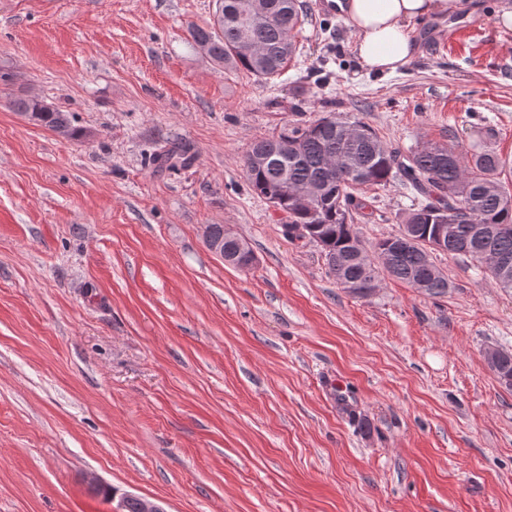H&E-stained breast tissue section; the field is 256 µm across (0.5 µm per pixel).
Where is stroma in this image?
<instances>
[{
    "label": "stroma",
    "instance_id": "1",
    "mask_svg": "<svg viewBox=\"0 0 512 512\" xmlns=\"http://www.w3.org/2000/svg\"><path fill=\"white\" fill-rule=\"evenodd\" d=\"M299 56L266 83L224 71L188 29L214 0H0V512H512V291L433 261L447 295L382 276L367 298L284 236L242 156L335 112L404 150L512 158V0H464L468 30L396 74L360 67L315 0ZM69 112V139L13 112ZM185 146L190 167L157 170ZM364 243L411 191L366 189ZM227 225L258 263L206 245ZM108 486L111 499L93 483ZM190 156H188L187 150L177 144L172 143L161 148L157 153L153 154L152 161L159 163L171 170H178L186 168L190 164Z\"/></svg>",
    "mask_w": 512,
    "mask_h": 512
}]
</instances>
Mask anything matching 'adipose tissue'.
Wrapping results in <instances>:
<instances>
[{"label":"adipose tissue","instance_id":"obj_1","mask_svg":"<svg viewBox=\"0 0 512 512\" xmlns=\"http://www.w3.org/2000/svg\"><path fill=\"white\" fill-rule=\"evenodd\" d=\"M460 7V0H345L343 9L360 66L392 74L407 65L417 50L411 24L452 14Z\"/></svg>","mask_w":512,"mask_h":512}]
</instances>
